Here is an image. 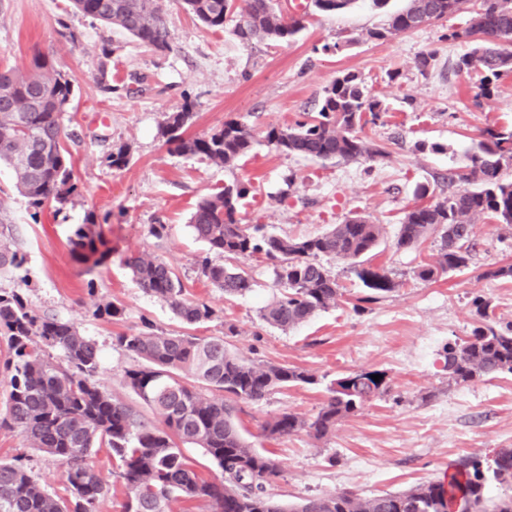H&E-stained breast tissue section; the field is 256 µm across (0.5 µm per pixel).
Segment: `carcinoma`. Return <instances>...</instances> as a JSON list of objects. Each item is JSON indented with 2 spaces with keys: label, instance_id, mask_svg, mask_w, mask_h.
Returning <instances> with one entry per match:
<instances>
[{
  "label": "carcinoma",
  "instance_id": "obj_1",
  "mask_svg": "<svg viewBox=\"0 0 512 512\" xmlns=\"http://www.w3.org/2000/svg\"><path fill=\"white\" fill-rule=\"evenodd\" d=\"M471 0H410L392 16L388 27L371 30L370 39H385L432 24L463 9ZM469 25L450 38L471 44L455 64L459 72L482 73L479 95L489 96L494 82L512 74V0H478ZM186 9L212 29L224 28L238 16L234 32L244 44L260 38L286 41L303 28V18L284 19L273 0H183ZM79 13L116 26L157 52L171 49L167 16L157 0H72ZM73 85L54 64L36 55L30 67L0 69V163L11 166L18 191L40 209L64 204L77 186L71 154L64 145L63 114ZM194 102L184 100L169 112L159 135L174 152L200 156L215 165L230 166L246 156L253 134L230 119L207 134H187ZM382 104L369 95L358 75L348 72L324 89L316 112L288 128L267 131V141L286 154L313 159L374 161L388 152L358 135L356 129L376 123ZM462 170L448 175V185L460 183L442 201L405 212L396 246L418 247L440 232L439 257L413 270L423 282L470 267L474 251L472 217L485 215L512 224V182L500 178L512 165V127L487 128L467 156ZM253 190L238 182L203 197L195 205L191 227L224 263L203 261L200 274L226 296H243L253 280L244 261L261 256L273 267L275 283L284 289L259 310L266 324L288 330L315 314L338 305L342 297L336 274L319 261L327 256L348 262L366 289L357 298L373 303L397 283L382 268L369 265L382 225L355 214L315 237L293 239L244 224L239 208ZM73 260L90 274L111 258L100 225L90 220L75 225L69 238ZM24 256L15 248L8 228L0 230V271H18ZM125 265L147 294L165 301L186 324L211 320L214 309L186 294L183 281L167 263L144 254L131 255ZM93 314L112 320L124 315L115 302L96 305ZM237 327L224 323V336L166 333L151 327L113 337V345L140 363L124 372L126 384L156 415L149 424L130 407L112 399L97 380L100 349L75 324L55 315L39 314L22 288H0V335L8 338L12 357L9 394L0 427L18 429L32 448L55 457L66 467L67 496L54 495L34 479L19 459L0 461V512H97L110 492L109 483L88 462L106 448L117 462L116 478L129 490L120 512H167L174 497L202 503L208 512H487L490 482H512V448L491 458L461 460L447 479L402 492L363 498L351 491L283 503L272 492L280 474L273 454L248 442L234 419L235 403L257 404L276 389L313 385L314 375L286 364L246 359L230 350L227 338ZM63 354L56 362L49 354ZM444 370L454 383L512 373V327L475 328L466 340L448 346ZM380 375L374 381L371 375ZM319 411L303 418L283 412L263 424L268 439L305 432L315 438L330 434L336 422L366 402L388 394L386 374L354 371L334 379ZM204 449L220 468L222 480H203L180 444Z\"/></svg>",
  "mask_w": 512,
  "mask_h": 512
}]
</instances>
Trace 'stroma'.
<instances>
[{"mask_svg":"<svg viewBox=\"0 0 512 512\" xmlns=\"http://www.w3.org/2000/svg\"><path fill=\"white\" fill-rule=\"evenodd\" d=\"M168 15L171 51L151 50L124 31L76 12L70 0H0V67L26 68L35 54L65 72L74 96L63 124L77 189L62 209L34 211L15 187L13 169L0 165V223L11 227L25 257L26 295L38 313L73 322L102 351L99 382L114 398L155 422L152 410L124 382L136 365L113 346L116 334L151 323L167 332L184 331L165 302L145 294L124 259L147 253L169 264L188 293L209 303L215 314L196 329L200 336L237 327L230 349L245 357L300 367L315 375L312 386L280 389L258 404H241L237 420L255 447L274 453L282 471L272 489L278 499L296 501L351 491L362 496L401 492L438 481L453 464L473 454L512 448V373L466 385L449 381L443 369L448 344L466 339L481 321L476 300L488 305L489 321L512 326V279L486 277L488 269L512 263V228L484 216L475 219V251L469 269L435 282L413 279V270L438 259L437 242L395 245L404 213L448 194V172L465 166L484 129L512 125V74L496 83L492 96L478 94L479 73L457 72L468 43L448 31L469 25L472 9L383 40L368 30L387 27L408 0H354L334 13L311 10V0H276L284 17L295 4L308 6L306 27L289 42L245 45L234 21L209 28L180 0H160ZM432 52L428 72L416 66ZM356 73L384 111L362 136L383 145L388 156L374 162L314 160L283 154L265 138L273 127L295 124L315 111L324 89L341 73ZM195 104L189 134L200 135L235 119L252 132L251 152L235 166L221 167L173 153L158 136L167 113L184 100ZM130 147L128 164L110 167L116 146ZM235 182H248L253 197L240 208L244 223L270 233L313 237L352 214L382 227L372 265L390 272L394 291L363 312L353 305L365 289L346 273L344 261L325 258L338 275V305L283 331L258 317L279 296L270 265L251 260V293L224 297L198 272L210 255L189 225L200 198ZM428 187L419 197V187ZM94 218L112 248L105 266L86 274L71 257L72 225ZM164 224L163 238L149 227ZM119 302V320L94 316L96 303ZM385 372L390 391L337 422L328 436L300 433L266 439L262 424L282 412L312 416L328 396L337 374ZM26 455L37 481L65 495L64 468L54 457L28 447L17 430L0 428V459Z\"/></svg>","mask_w":512,"mask_h":512,"instance_id":"1","label":"stroma"}]
</instances>
